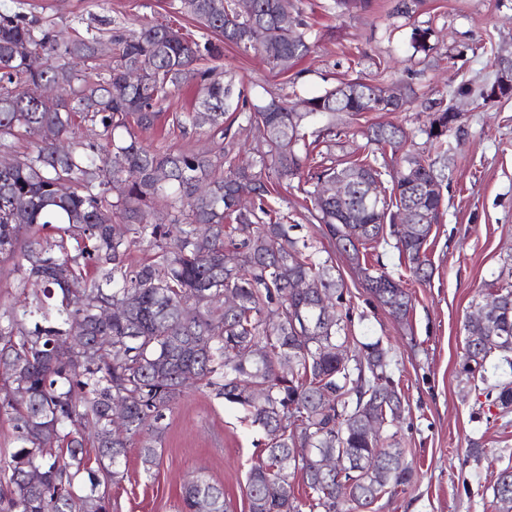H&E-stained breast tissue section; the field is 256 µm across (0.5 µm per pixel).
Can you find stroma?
Wrapping results in <instances>:
<instances>
[{"label": "stroma", "instance_id": "obj_1", "mask_svg": "<svg viewBox=\"0 0 512 512\" xmlns=\"http://www.w3.org/2000/svg\"><path fill=\"white\" fill-rule=\"evenodd\" d=\"M399 0H373L371 9L339 13L335 0H297L311 27L312 53L286 75L270 71L260 54L225 45L216 66L243 82L254 101L295 84L310 96L349 79L408 91L400 112H346L311 121L308 132L325 134L323 152L333 158L370 152L362 134L373 124L404 128L403 152L427 153L428 100L442 98L460 113L448 140L455 161L445 169L442 214L432 228L427 256L432 274L421 280L398 258L394 236L360 248L367 265L385 270L412 299L406 320L389 314L363 286L361 274L337 249L326 228L310 221L304 182L280 180L274 206L287 214L292 237L331 256L343 284L351 350L381 341L389 371L402 395L395 436L411 472L404 491L384 496L375 512H497L493 485L512 467V407L503 408L487 389H475L462 372L465 322L502 268L512 263V98L480 95L512 57V0H413L409 16ZM0 12L40 19L69 36L136 30L166 22L200 38L173 0H0ZM432 27L428 53L414 51V27ZM195 81L176 90L154 129L139 132L154 148L190 143L213 148L208 128L182 127L175 115L193 111ZM167 427L151 472L131 446L121 483L111 486V512H181L184 485L202 476L223 486L227 512H249L246 479L265 441L243 409L206 389L189 386L166 418Z\"/></svg>", "mask_w": 512, "mask_h": 512}]
</instances>
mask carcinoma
I'll use <instances>...</instances> for the list:
<instances>
[{
    "label": "carcinoma",
    "instance_id": "carcinoma-1",
    "mask_svg": "<svg viewBox=\"0 0 512 512\" xmlns=\"http://www.w3.org/2000/svg\"><path fill=\"white\" fill-rule=\"evenodd\" d=\"M198 27L265 55L270 70L285 74L312 49L308 25L293 0H179ZM294 23L295 40L278 45L279 18ZM433 30L416 27L415 51L431 50ZM222 56L210 39H193L164 23L129 33L69 38L36 19L0 13V254L20 253L17 270L32 299L0 314V414L13 422L16 446L0 459V512H109V485L123 474L132 441L140 442L145 471L157 462L156 444L166 411L187 378L216 398L246 411L265 433L264 458L247 478L249 512H303L289 491L297 474L309 489L308 512H360L410 482L402 449L384 447L370 431L375 419L393 426L401 395L390 385L381 342L350 355L342 312L321 318L342 300L343 285L331 258L289 231L295 225L266 203L274 188L262 178L271 165L281 178L306 175L311 217L325 225L336 246L364 274L366 288L399 319L411 300H392L379 284L385 271L362 266L359 246L384 237L395 211L407 204L418 221L392 230L413 274L427 278L426 244L438 220L440 182L434 163L406 154L388 173L368 155L326 164L306 142V122L341 110L396 112L372 97L358 79L305 99L308 112L280 96L251 101L233 79L221 80L209 62ZM199 86L198 107L224 143L212 154L194 149H148L132 132L152 129L180 85ZM59 90L54 98L42 87ZM425 133L437 157L448 154V131L457 123L444 100L433 102ZM245 114L266 147L259 170L227 160L241 144L224 126L227 112ZM102 141L80 140L83 125ZM73 142L60 153L46 130ZM369 142L397 152L406 137L394 125L368 128ZM26 144L19 151L20 144ZM388 175V197L365 198L366 185ZM346 176L353 184L343 202L325 199L320 184ZM70 182L59 193L57 182ZM248 187L259 201L242 208ZM170 198L167 222L151 219L154 199ZM129 225L114 233L113 219ZM155 250L150 263L133 266L132 249ZM232 252L236 262L225 261ZM499 303L488 328L466 324L463 370L485 381L492 359L512 367V282L482 298ZM126 306L122 319L100 311ZM70 341L90 357L55 351ZM125 407V433L111 432L112 407ZM97 448L88 466L87 445ZM345 454L357 461L354 493L317 467ZM38 472L42 480L30 481ZM499 512H512V468L493 488ZM226 512L224 488L204 478L184 486L183 512Z\"/></svg>",
    "mask_w": 512,
    "mask_h": 512
}]
</instances>
